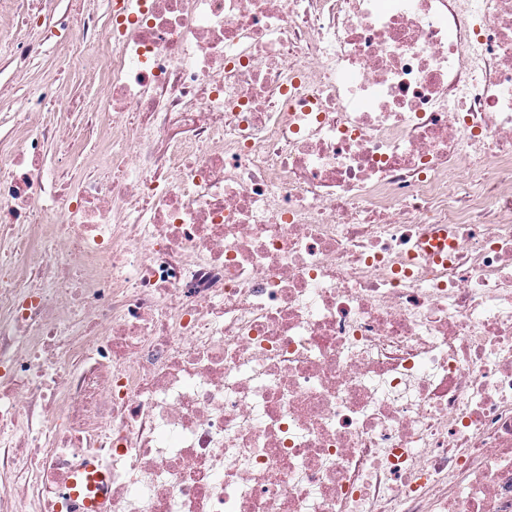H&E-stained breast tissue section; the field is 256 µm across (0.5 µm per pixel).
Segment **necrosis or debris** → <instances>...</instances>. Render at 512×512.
<instances>
[{
  "mask_svg": "<svg viewBox=\"0 0 512 512\" xmlns=\"http://www.w3.org/2000/svg\"><path fill=\"white\" fill-rule=\"evenodd\" d=\"M68 7L0 0L102 85L0 130V512H512V0ZM81 472L94 474L91 477L99 485L97 496L94 498H81L78 491L75 490L76 482L74 479L66 481L59 489V495L66 504V512H106L107 502V476L99 470L94 461H85L80 468Z\"/></svg>",
  "mask_w": 512,
  "mask_h": 512,
  "instance_id": "1",
  "label": "necrosis or debris"
}]
</instances>
